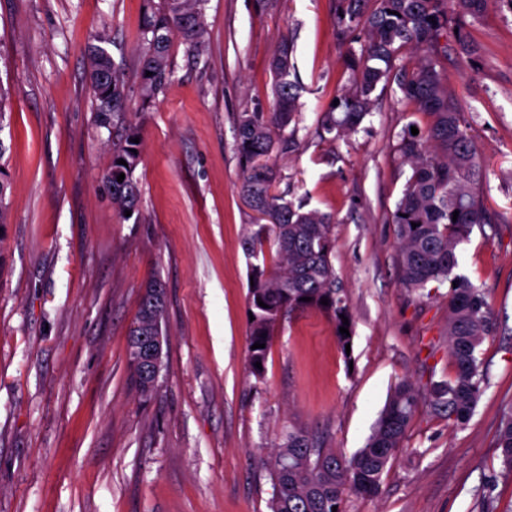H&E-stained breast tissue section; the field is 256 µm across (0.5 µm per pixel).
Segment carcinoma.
Returning <instances> with one entry per match:
<instances>
[{
  "mask_svg": "<svg viewBox=\"0 0 512 512\" xmlns=\"http://www.w3.org/2000/svg\"><path fill=\"white\" fill-rule=\"evenodd\" d=\"M204 0H158L146 14L141 29L138 78L144 100L163 92L171 74L170 47L179 39L193 57L207 47ZM440 0H338L340 34L358 33L360 51H348L345 64L352 80L336 95L323 130L339 136L357 131L374 107L373 94L381 82H396L400 100L414 104L432 117L425 132L407 130L397 145L403 162L410 165L392 223L399 242L402 285L417 293L430 282L448 283V353L455 366L454 377L435 385L429 394L431 409L448 416L457 426L470 420L481 392L483 362L479 347L497 331L489 293L456 273L459 246L474 227L498 222V215L485 203L480 156L467 134L460 103L434 55V48L447 21ZM458 10L473 18L491 8L512 12V0H456ZM418 53L412 68L397 63L401 50ZM292 48L284 38L270 63L275 77L274 102L267 112H243L235 127L236 147L242 166L239 193L257 214V229L244 240L248 254L257 257L268 239L276 244L271 264H254L248 291V359L250 372L262 378L272 330L281 318L294 311L315 308L324 311L335 326L350 317L343 288L331 261L335 247L333 218L306 205L296 204L276 190L279 175L274 157L285 153L293 141L285 135L298 120L296 87L290 80ZM89 78L95 97L94 112L106 127L124 112L128 97L124 71L100 45L89 47ZM151 75H146V72ZM133 132L126 145L113 153L105 185L120 211L135 210L140 190L133 178L139 161ZM123 159L126 164L118 163ZM125 174L123 182L117 176ZM458 217H453L454 211ZM311 301L306 302L304 298ZM328 304H321V299ZM266 307H261L258 301ZM167 314V293L142 294L138 313L127 334V358L140 395L148 397L158 380L140 351L148 336L162 335ZM263 344L253 348L255 343ZM421 402L419 391L408 380L394 384L366 442L347 457L326 448L305 430L286 431L267 466L271 481L270 512H344L345 496L371 497L378 493L387 466L403 447L410 423ZM504 473L512 475V406L503 412L497 438Z\"/></svg>",
  "mask_w": 512,
  "mask_h": 512,
  "instance_id": "obj_1",
  "label": "carcinoma"
}]
</instances>
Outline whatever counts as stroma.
<instances>
[{
	"label": "stroma",
	"mask_w": 512,
	"mask_h": 512,
	"mask_svg": "<svg viewBox=\"0 0 512 512\" xmlns=\"http://www.w3.org/2000/svg\"><path fill=\"white\" fill-rule=\"evenodd\" d=\"M145 0H0V512H269L266 461L291 425L353 455L391 388L420 391L453 377L448 287L406 291L395 204L411 175L397 150L431 118L378 89L357 133L328 141L321 123L349 83V41L337 0H206V52L173 41L171 80L152 103L138 92ZM435 48L485 166L499 222L473 231L459 274L488 288L500 328L479 348L484 381L457 426L421 403L377 496H347L346 512H512V476L496 446L512 405V12L482 17L441 0ZM126 74L127 108L111 127L93 112L94 37ZM293 47L300 119L292 152L276 157L288 200L335 217L331 261L348 297L352 346L308 309L284 317L263 379L247 362L253 213L239 194V113L268 111L269 61ZM477 52H461L460 40ZM139 133L132 215L103 176L128 130ZM166 287L158 386L140 396L127 332L145 284Z\"/></svg>",
	"instance_id": "stroma-1"
}]
</instances>
